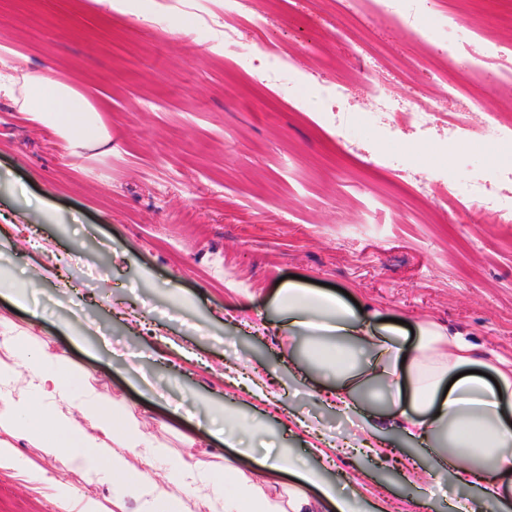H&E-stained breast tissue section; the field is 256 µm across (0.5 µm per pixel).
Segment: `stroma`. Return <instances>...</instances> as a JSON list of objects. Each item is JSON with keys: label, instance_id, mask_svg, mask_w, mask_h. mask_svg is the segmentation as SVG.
<instances>
[{"label": "stroma", "instance_id": "obj_1", "mask_svg": "<svg viewBox=\"0 0 512 512\" xmlns=\"http://www.w3.org/2000/svg\"><path fill=\"white\" fill-rule=\"evenodd\" d=\"M376 5L254 0L287 60L282 90L264 79L272 61L254 26L225 46L228 0H128L121 11L106 0H0V73H52L99 111L110 137L73 146L0 97V275H45L26 291L31 305L0 297V316L125 399L173 455L213 468L234 456L191 411L207 399L256 441L357 492L362 512L411 502L446 512L451 478L416 487L401 475L402 452L417 451L408 435L382 424L391 454L361 453L364 433L328 403L330 376L294 382L286 354L305 341L284 328L275 298L298 275L512 360V224L465 223L451 205L417 199L408 177L430 173L445 188L512 170V144L499 136L512 124V79L494 67L456 75L474 100L500 105L486 147L434 129L391 133L367 101L374 83L399 101L437 97L462 110L420 62L451 42L512 53V0H430L440 38L426 42ZM181 7L200 18L196 35L166 26ZM454 12L471 26L448 29ZM336 83L349 88L340 101L322 94ZM165 336L188 355L141 360L152 394L127 356L162 350ZM230 363L259 376L271 403L225 378ZM16 459L0 470V512H58L55 480L112 503L110 476L65 469L23 440Z\"/></svg>", "mask_w": 512, "mask_h": 512}]
</instances>
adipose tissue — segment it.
I'll return each mask as SVG.
<instances>
[{
	"label": "adipose tissue",
	"instance_id": "obj_1",
	"mask_svg": "<svg viewBox=\"0 0 512 512\" xmlns=\"http://www.w3.org/2000/svg\"><path fill=\"white\" fill-rule=\"evenodd\" d=\"M0 95L21 97V109L49 119L72 144L106 145L96 109L54 77L27 73L0 77ZM292 335L312 340L308 357L289 351L298 379L309 361L321 359L336 385L340 412L356 410L365 389L377 388L390 406L388 420L431 452L430 468L407 463L411 483L439 478L453 464L458 484L477 490L495 512H512L500 488L512 473V363L483 358L459 333L433 322L418 324L415 337L398 327L376 330L371 316L341 296L285 283L277 292ZM21 337L0 334V377L25 369L28 384L17 394L0 393V469L15 464L13 441L27 438L44 455L71 464L78 449L87 471L111 475L118 495L145 501L148 512H179L168 486L190 489L206 483L224 496V512H359L355 497L324 480L320 470L301 467L287 452L264 458L269 479L225 460L213 470L194 458L171 459L167 445L146 432L133 407L109 398L48 343L22 348ZM470 463H460L461 454ZM291 473L295 485L276 486L275 475Z\"/></svg>",
	"mask_w": 512,
	"mask_h": 512
}]
</instances>
